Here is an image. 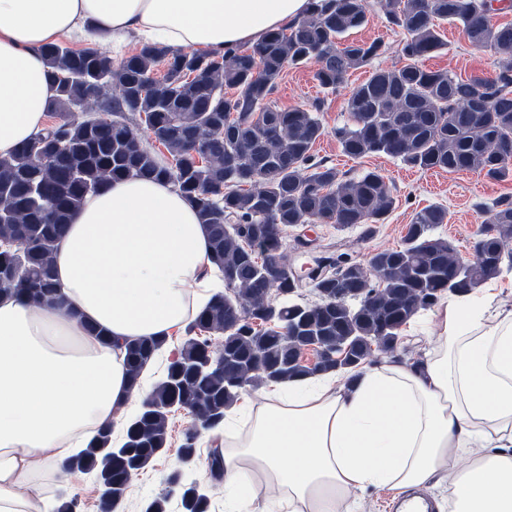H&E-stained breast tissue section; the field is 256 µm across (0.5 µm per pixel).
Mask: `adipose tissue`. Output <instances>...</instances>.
Returning a JSON list of instances; mask_svg holds the SVG:
<instances>
[{
    "mask_svg": "<svg viewBox=\"0 0 512 512\" xmlns=\"http://www.w3.org/2000/svg\"><path fill=\"white\" fill-rule=\"evenodd\" d=\"M309 0H0V156L43 129L54 95L40 48L128 35L213 55L261 42ZM54 304L0 297V512H55L65 470L129 386L119 339L172 337L222 292L209 230L171 184L124 178L88 195L55 251ZM486 288L447 297L433 354L266 386L224 422V512H360L445 480L448 512H512V311ZM393 498L394 494L386 490L372 492L364 497L361 512H395Z\"/></svg>",
    "mask_w": 512,
    "mask_h": 512,
    "instance_id": "ef3b65f1",
    "label": "adipose tissue"
}]
</instances>
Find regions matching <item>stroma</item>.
<instances>
[{"instance_id": "obj_1", "label": "stroma", "mask_w": 512, "mask_h": 512, "mask_svg": "<svg viewBox=\"0 0 512 512\" xmlns=\"http://www.w3.org/2000/svg\"><path fill=\"white\" fill-rule=\"evenodd\" d=\"M372 2L374 7L368 23L351 31L350 37L356 41H379L382 51L377 58L353 70L347 85L333 93L324 92L314 80L315 64L287 69L274 98L283 108H308L316 101H323L320 119L324 133L313 148L315 159L327 162L351 176L365 170L381 171L389 180L396 206L385 222L376 226L372 235H363L358 227L338 228L326 224L312 226L311 235L318 244L336 245L351 258L365 260L375 251L398 247L414 213L424 207L438 205L448 211V222L438 227V234L448 238L460 256L473 254L485 220L484 205L501 195L512 194V180L494 181L474 171L421 172L383 154L355 160L343 152L336 139L337 126L348 120L345 102L350 87L367 79L373 69L400 66L405 62L401 54L403 32L388 26L383 11L385 0ZM440 29L446 47L426 59L428 68L446 70L464 77H491L496 74L500 60L498 54L486 48L472 47L453 24L441 23ZM439 334L437 309L423 311L403 329L401 346L406 349L408 357L421 358L433 350ZM193 424L192 416L187 413L174 415L170 447L131 482L120 512H141L142 503L167 493L168 480L180 467L178 448L183 434ZM51 490L59 498L77 497L80 512H100L99 485L91 475H59Z\"/></svg>"}]
</instances>
